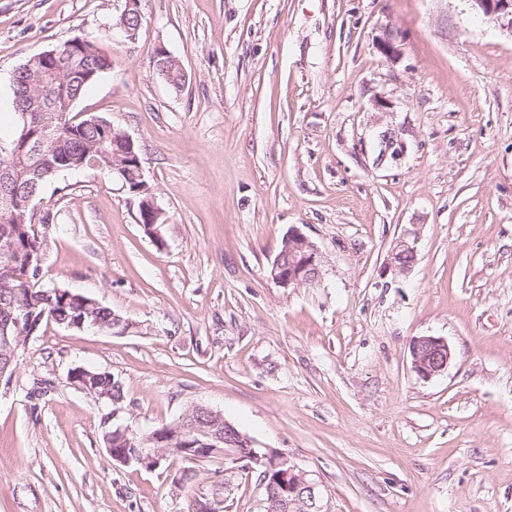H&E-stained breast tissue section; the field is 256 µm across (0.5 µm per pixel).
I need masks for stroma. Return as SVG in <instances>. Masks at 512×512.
Masks as SVG:
<instances>
[{
	"instance_id": "1",
	"label": "stroma",
	"mask_w": 512,
	"mask_h": 512,
	"mask_svg": "<svg viewBox=\"0 0 512 512\" xmlns=\"http://www.w3.org/2000/svg\"><path fill=\"white\" fill-rule=\"evenodd\" d=\"M0 0V139L12 78L79 37L112 68L76 109L140 150L166 214L97 169L48 182L43 284L89 296L123 335L53 323L0 383V512H195L197 488L260 512L234 454L148 471L112 460L114 424L146 431L201 404L313 474L330 512H512V34L468 0ZM396 53L378 48L386 33ZM187 75L174 89L157 48ZM394 131L405 150L381 156ZM317 281L269 277L290 228ZM417 260L387 271L399 239ZM420 336L454 359L412 369ZM82 365L123 386L120 410L74 386ZM117 422H108L109 413ZM155 56H156L155 61H156L157 71L169 85H171L173 87L176 86L174 83L171 82V79L169 78V74L174 69H178V71L182 77L181 83L186 81V73L183 69L182 64L176 57L171 55L165 48H163V47L158 48ZM176 88H180V86H176ZM411 356L412 369L423 380L444 373L453 361V351L448 342L435 336L415 338Z\"/></svg>"
}]
</instances>
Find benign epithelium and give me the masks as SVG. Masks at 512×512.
I'll return each mask as SVG.
<instances>
[{
  "label": "benign epithelium",
  "instance_id": "1",
  "mask_svg": "<svg viewBox=\"0 0 512 512\" xmlns=\"http://www.w3.org/2000/svg\"><path fill=\"white\" fill-rule=\"evenodd\" d=\"M473 9L479 11L495 26L512 32V0H470ZM139 0H126V7L120 15L118 26L129 41L136 39L139 27L131 25L129 15L142 22L138 7ZM156 68L166 82H171L169 74L178 70L181 77H186L180 61L165 48L156 51ZM120 137L128 144V151L123 156L112 158V172L117 180H122L121 172L135 158L134 141L125 133ZM139 211L143 215V226L150 234H158L155 224L163 217V211L154 202L153 196L141 200ZM288 251V267L275 262L271 272V280L279 287L289 288L311 284L320 273V252L318 247L297 229L288 230L285 236ZM417 250L405 239L399 240L388 256L387 268L398 273L410 270L416 261ZM25 306L10 305L0 309V361L12 364L23 337L13 335L21 330V323L29 320L25 316ZM58 325L69 329L108 330L122 334L130 328V323L117 316L114 322L102 325L96 321L88 322L79 318L69 323L62 321ZM412 369L423 380H429L444 373L453 361V351L448 342L435 336H420L414 339L412 348ZM132 434L128 426L118 425L113 433L106 436L107 451L112 460L123 465H137L152 471L162 461L179 458L185 462H194L199 456H224V445L233 447L238 452L244 446L250 458L266 469V480L263 481L264 498L263 512H329L318 491V484L309 479L307 474L288 462V459L273 451L255 447L251 438L238 432L235 427L224 419L221 412L203 405H196L178 422L165 425L149 434L131 440L132 448H114L112 441H124ZM228 486L223 485L211 492L201 488L198 490L196 502L203 512H224Z\"/></svg>",
  "mask_w": 512,
  "mask_h": 512
}]
</instances>
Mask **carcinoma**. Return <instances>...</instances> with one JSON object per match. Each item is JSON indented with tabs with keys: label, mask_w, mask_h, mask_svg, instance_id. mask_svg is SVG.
<instances>
[{
	"label": "carcinoma",
	"mask_w": 512,
	"mask_h": 512,
	"mask_svg": "<svg viewBox=\"0 0 512 512\" xmlns=\"http://www.w3.org/2000/svg\"><path fill=\"white\" fill-rule=\"evenodd\" d=\"M59 60L64 63V71L55 72L43 59L34 56L15 71L13 75L14 107L25 108L32 96L38 92L44 94L56 115L64 120L56 121L45 132L43 128L34 130V140L42 141L41 154L33 157L27 154H14V143L23 137L24 126H19L14 135V142L8 147L0 148V164L11 167L13 179L0 184V249L8 244L12 248L7 258L0 256V305H8L14 299L13 290L23 288L22 300L31 308L35 316L53 315L62 321H71L81 315H87L84 305L52 294L53 288L41 284L37 263H29L30 257L45 255V239L31 238L23 231V226L32 223L30 214L6 211L5 201L20 190L24 193L40 195L43 187L60 173L69 170L85 169L94 158L105 155L102 161L107 174H112L108 160L114 152L124 150L118 137L119 128L93 120V115L79 116L73 112L77 100L85 90L105 73L112 65L110 57L102 54L89 40H82L75 45L66 41L57 47ZM40 163L43 179L31 183L32 176L28 169ZM89 386L94 394L104 393L113 404L123 398L121 382L111 374L90 370Z\"/></svg>",
	"instance_id": "obj_1"
}]
</instances>
